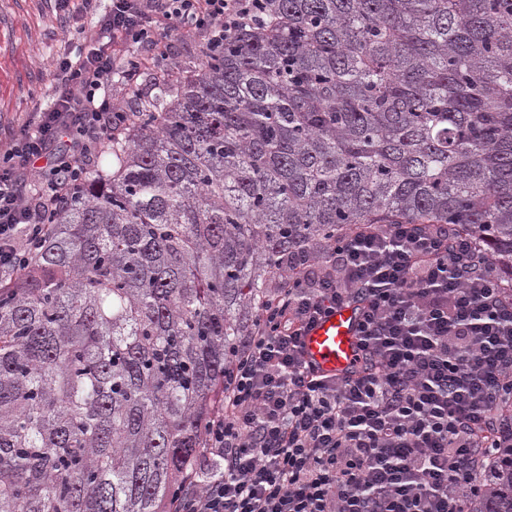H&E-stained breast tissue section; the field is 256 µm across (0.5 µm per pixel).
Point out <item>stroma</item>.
<instances>
[{"instance_id":"1","label":"stroma","mask_w":512,"mask_h":512,"mask_svg":"<svg viewBox=\"0 0 512 512\" xmlns=\"http://www.w3.org/2000/svg\"><path fill=\"white\" fill-rule=\"evenodd\" d=\"M110 0H98L95 12L83 10L81 0L61 6L58 0H0V150L14 129L31 113L55 101V62L64 52L80 48ZM129 56L146 60L136 91L120 83L111 87L114 107L136 108L163 82L162 68L150 65V48H128Z\"/></svg>"}]
</instances>
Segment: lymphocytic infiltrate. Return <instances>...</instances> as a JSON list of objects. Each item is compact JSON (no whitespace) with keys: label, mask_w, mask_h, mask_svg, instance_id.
Wrapping results in <instances>:
<instances>
[{"label":"lymphocytic infiltrate","mask_w":512,"mask_h":512,"mask_svg":"<svg viewBox=\"0 0 512 512\" xmlns=\"http://www.w3.org/2000/svg\"><path fill=\"white\" fill-rule=\"evenodd\" d=\"M264 0H112L87 51L55 63L57 98L0 152V275L19 274L51 218L74 196L133 113L114 110V76L139 77L120 47L145 41L168 57L173 31L215 56ZM361 314L359 367L322 380L299 339L336 307ZM512 282L480 242L449 224L346 232L296 250L277 294L243 337L224 403L205 434L222 461L171 512H471L512 440Z\"/></svg>","instance_id":"1"}]
</instances>
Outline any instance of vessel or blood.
Instances as JSON below:
<instances>
[{
    "label": "vessel or blood",
    "instance_id": "vessel-or-blood-1",
    "mask_svg": "<svg viewBox=\"0 0 512 512\" xmlns=\"http://www.w3.org/2000/svg\"><path fill=\"white\" fill-rule=\"evenodd\" d=\"M357 324V313L350 306L336 308L320 318L301 340L306 361L321 374H344L357 354Z\"/></svg>",
    "mask_w": 512,
    "mask_h": 512
}]
</instances>
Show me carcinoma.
Masks as SVG:
<instances>
[{
  "label": "carcinoma",
  "mask_w": 512,
  "mask_h": 512,
  "mask_svg": "<svg viewBox=\"0 0 512 512\" xmlns=\"http://www.w3.org/2000/svg\"><path fill=\"white\" fill-rule=\"evenodd\" d=\"M0 278V512H169L288 251L454 224L512 281V0H268ZM473 512H512V443Z\"/></svg>",
  "instance_id": "carcinoma-1"
}]
</instances>
